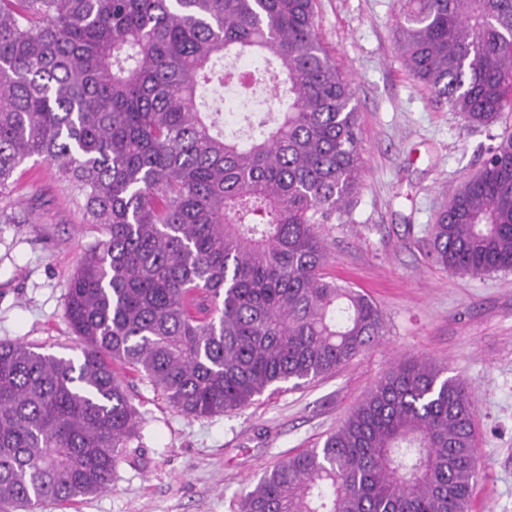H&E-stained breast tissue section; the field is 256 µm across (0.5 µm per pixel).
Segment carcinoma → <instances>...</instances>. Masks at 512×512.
Returning <instances> with one entry per match:
<instances>
[{
    "mask_svg": "<svg viewBox=\"0 0 512 512\" xmlns=\"http://www.w3.org/2000/svg\"><path fill=\"white\" fill-rule=\"evenodd\" d=\"M409 74L470 125L512 112V0H396ZM254 65L227 78L224 60ZM268 95L224 127V87ZM53 164L102 238L65 314L81 356L0 341V512L96 496L140 437L120 369L187 417L335 372L379 306L327 276L325 224L365 172L351 80L315 0H0V191ZM455 274L512 271V133L431 228ZM475 408L428 360L397 365L239 512H468Z\"/></svg>",
    "mask_w": 512,
    "mask_h": 512,
    "instance_id": "cac0c4a2",
    "label": "carcinoma"
}]
</instances>
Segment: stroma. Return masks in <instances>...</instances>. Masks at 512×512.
<instances>
[{
    "instance_id": "35a3bbf8",
    "label": "stroma",
    "mask_w": 512,
    "mask_h": 512,
    "mask_svg": "<svg viewBox=\"0 0 512 512\" xmlns=\"http://www.w3.org/2000/svg\"><path fill=\"white\" fill-rule=\"evenodd\" d=\"M317 35L353 80L366 158L342 222L327 224V273L384 315L368 350L309 384L267 391L238 411L183 415L129 382L143 445L109 490L38 512H238L247 486L323 443L370 389L409 359L463 380L476 405L478 481L471 512H512V272L459 275L433 262L429 229L449 195L512 132L467 124L406 70L395 0H318ZM101 236L54 165L22 166L0 192V340L77 357L64 295L82 251Z\"/></svg>"
}]
</instances>
